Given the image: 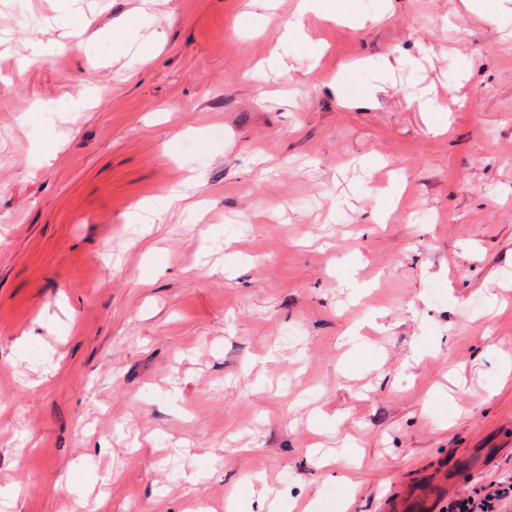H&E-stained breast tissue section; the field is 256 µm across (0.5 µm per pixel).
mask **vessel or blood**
I'll use <instances>...</instances> for the list:
<instances>
[{
	"label": "vessel or blood",
	"instance_id": "vessel-or-blood-1",
	"mask_svg": "<svg viewBox=\"0 0 512 512\" xmlns=\"http://www.w3.org/2000/svg\"><path fill=\"white\" fill-rule=\"evenodd\" d=\"M448 481L438 467L421 474L414 482L389 492L382 503L383 512H446Z\"/></svg>",
	"mask_w": 512,
	"mask_h": 512
}]
</instances>
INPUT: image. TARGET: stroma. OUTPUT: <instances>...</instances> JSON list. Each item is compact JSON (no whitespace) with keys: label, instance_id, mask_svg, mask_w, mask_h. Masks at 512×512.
<instances>
[{"label":"stroma","instance_id":"35a3bbf8","mask_svg":"<svg viewBox=\"0 0 512 512\" xmlns=\"http://www.w3.org/2000/svg\"><path fill=\"white\" fill-rule=\"evenodd\" d=\"M247 3L26 0L19 24L0 0V512H60L71 486L85 512H262L257 474L300 507L383 512L439 459L453 498L512 482L496 0H320L294 35L298 0ZM343 70L375 102L339 100ZM189 176L193 209L126 223Z\"/></svg>","mask_w":512,"mask_h":512}]
</instances>
